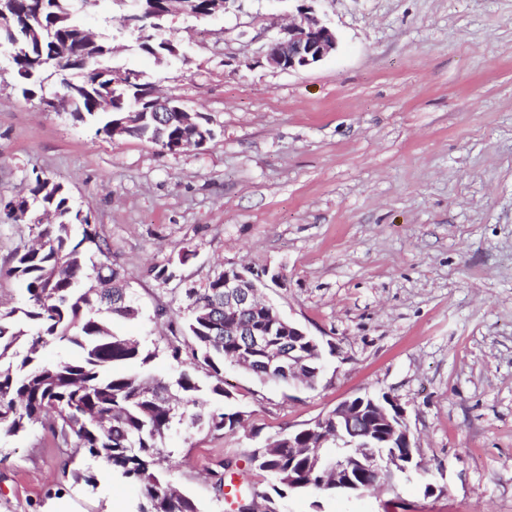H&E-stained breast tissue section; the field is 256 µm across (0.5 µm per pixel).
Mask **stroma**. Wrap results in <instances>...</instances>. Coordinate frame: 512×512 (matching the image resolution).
Segmentation results:
<instances>
[{"instance_id": "obj_1", "label": "stroma", "mask_w": 512, "mask_h": 512, "mask_svg": "<svg viewBox=\"0 0 512 512\" xmlns=\"http://www.w3.org/2000/svg\"><path fill=\"white\" fill-rule=\"evenodd\" d=\"M315 9L338 46L296 71L263 56L293 0L169 18L182 54L162 64L118 40L113 66L210 118L213 139L176 153L44 111L0 56V303H22L6 272L38 233L7 204L35 176L60 182L128 281L140 314L124 334L161 346L159 309L183 313L184 288L235 263L280 275L267 300L332 348L313 390L225 366L244 426L168 434L159 470L201 512H230L212 472L268 489L253 448L368 392L404 409L425 477L290 493L277 512H512V0ZM139 497L46 428L0 434V512H131Z\"/></svg>"}]
</instances>
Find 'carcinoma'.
Listing matches in <instances>:
<instances>
[{
	"label": "carcinoma",
	"mask_w": 512,
	"mask_h": 512,
	"mask_svg": "<svg viewBox=\"0 0 512 512\" xmlns=\"http://www.w3.org/2000/svg\"><path fill=\"white\" fill-rule=\"evenodd\" d=\"M16 20L10 31H0V46L17 50L12 57L15 78L22 93L33 96L52 76H61L64 89L77 99L83 117L101 123L98 131L111 135L115 114L105 111L112 83L111 67L101 62L112 54L116 35L95 39L83 68H71L64 52L84 48L83 26L75 20L87 0H15ZM143 135L177 151L190 143L177 124L160 126L149 119ZM59 212L53 224L38 225L37 243L16 250L7 270L25 293L20 306H0V433L18 435L37 425L51 424L64 442L112 470V478L139 485L141 499L135 512H200L190 497L175 493L156 464L166 435L175 427L187 430L233 433L242 425V413L231 407L224 389V366L234 365L238 338L220 336V327L236 324L247 330L266 322L261 314L224 311V273L200 288L184 289L187 300L182 320L168 317L171 338L164 352L180 368L175 384L144 371L159 354L138 340L116 332L108 316L131 320L139 311L116 300L128 294L121 270L98 264L96 255H107L108 244L79 217L62 185H47L35 178L31 197L17 200L11 211L25 214L28 206ZM95 273L99 291L110 303L89 296L82 286L87 271ZM50 344L77 349L75 358L52 363L40 352ZM204 372L210 383L200 382ZM260 381L288 383V368L267 367L263 359L251 367ZM212 399L224 407L206 413L189 412ZM303 430L286 432L252 450L254 468L269 477L270 489L282 497L292 491L332 497L348 491L355 481L361 489L393 486L394 476L383 460L393 449L379 448L378 463L351 470L336 478V464H350L357 449L336 455V441L326 448H307ZM271 503L267 492L241 489L232 502L244 500L243 512H254V499Z\"/></svg>",
	"instance_id": "carcinoma-1"
}]
</instances>
